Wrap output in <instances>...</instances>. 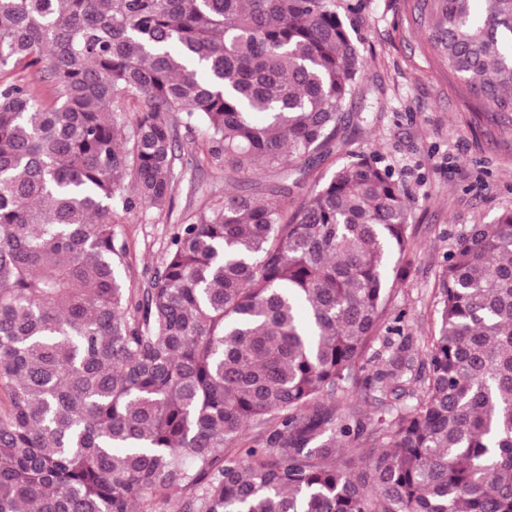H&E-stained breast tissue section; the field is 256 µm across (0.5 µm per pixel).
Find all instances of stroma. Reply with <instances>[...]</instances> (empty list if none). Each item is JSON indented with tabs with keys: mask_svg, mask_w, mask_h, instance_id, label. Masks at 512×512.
Here are the masks:
<instances>
[{
	"mask_svg": "<svg viewBox=\"0 0 512 512\" xmlns=\"http://www.w3.org/2000/svg\"><path fill=\"white\" fill-rule=\"evenodd\" d=\"M410 0H336L365 58L361 119L351 148L374 153L405 188L415 243L410 273L390 290V310H405L408 332L423 346L435 328L436 273L458 229L489 224L512 209V112L473 99L427 51ZM170 207L129 215L119 231L130 244L129 273L146 286L177 224L204 195L224 191V174L198 164L190 149L177 162Z\"/></svg>",
	"mask_w": 512,
	"mask_h": 512,
	"instance_id": "stroma-1",
	"label": "stroma"
}]
</instances>
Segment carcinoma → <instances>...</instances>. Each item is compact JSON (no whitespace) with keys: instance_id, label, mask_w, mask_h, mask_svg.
<instances>
[{"instance_id":"cac0c4a2","label":"carcinoma","mask_w":512,"mask_h":512,"mask_svg":"<svg viewBox=\"0 0 512 512\" xmlns=\"http://www.w3.org/2000/svg\"><path fill=\"white\" fill-rule=\"evenodd\" d=\"M475 2L411 10L512 112V0ZM363 71L336 0H0V512H512V209L443 254L417 361L404 189L320 173ZM180 126L228 187L138 288L116 225Z\"/></svg>"}]
</instances>
